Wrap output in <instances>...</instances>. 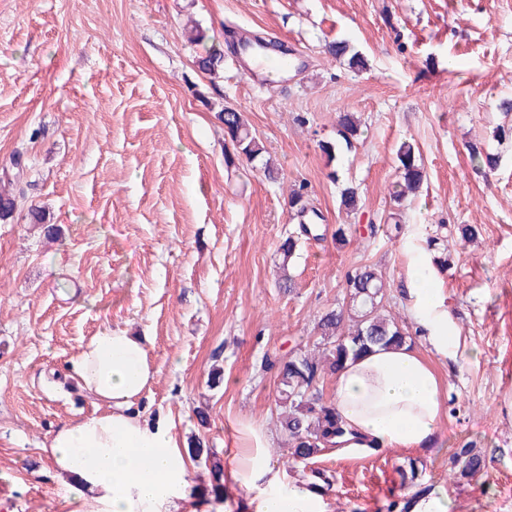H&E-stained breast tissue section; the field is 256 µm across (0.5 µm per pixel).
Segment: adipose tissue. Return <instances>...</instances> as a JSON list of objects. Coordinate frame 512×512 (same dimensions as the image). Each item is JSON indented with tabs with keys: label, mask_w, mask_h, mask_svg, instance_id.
<instances>
[{
	"label": "adipose tissue",
	"mask_w": 512,
	"mask_h": 512,
	"mask_svg": "<svg viewBox=\"0 0 512 512\" xmlns=\"http://www.w3.org/2000/svg\"><path fill=\"white\" fill-rule=\"evenodd\" d=\"M408 299L427 342L447 354L455 338L442 300L424 267L411 276ZM70 372L104 412L59 425L43 450L65 480L74 512H212L191 481L192 465L162 415L140 403L159 370L144 340L126 329H104L81 344ZM446 390L432 365L410 344L375 347L347 361L332 378V397L356 438L373 454L388 448H435ZM239 443L225 472L224 512H331L324 494L287 479L274 462L265 426H237Z\"/></svg>",
	"instance_id": "obj_1"
}]
</instances>
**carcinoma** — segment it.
<instances>
[{"label":"carcinoma","instance_id":"carcinoma-1","mask_svg":"<svg viewBox=\"0 0 512 512\" xmlns=\"http://www.w3.org/2000/svg\"><path fill=\"white\" fill-rule=\"evenodd\" d=\"M326 51L336 60L347 62L355 72L367 68L365 57L345 39L329 41ZM196 65L210 76L218 75L224 68V50L214 44L204 47ZM218 117L224 123L225 139L232 146V150L225 152L226 164L233 165L243 158L254 161L266 153L264 144L252 132L245 113L226 106ZM336 130L339 141L321 144L322 151L331 158L343 147L348 150L354 148L362 136L360 120L353 112L337 114ZM397 160L400 181L393 186L390 197L394 204L400 206L409 195L419 191L425 172L415 146L410 142L401 143ZM358 205L357 188L345 185L340 192V207L350 212L356 210ZM288 207L298 219L299 234L289 235L280 245L284 265L295 253L300 237L309 235V225L319 218L301 188L290 191ZM384 288L382 276L371 266L361 265L352 270L346 277L348 307L331 309L318 319L317 330L324 341L321 355H290L281 362L277 427L288 442V451L293 460L306 462L324 451L334 450L336 438L345 435L341 417L320 392V384L325 378L335 375L346 361L359 357L374 346H397L410 339L404 326L379 314ZM187 452L194 460L204 462L209 469L214 502H224L223 471L216 453L204 447L198 437L190 440ZM450 466L459 483L481 470L483 458L474 448H458L451 456ZM397 472L401 486L414 489V496H424L431 491L416 460H408Z\"/></svg>","mask_w":512,"mask_h":512}]
</instances>
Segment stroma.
Masks as SVG:
<instances>
[{
  "mask_svg": "<svg viewBox=\"0 0 512 512\" xmlns=\"http://www.w3.org/2000/svg\"><path fill=\"white\" fill-rule=\"evenodd\" d=\"M191 18L207 43L256 34L301 66L284 89L254 86L231 53L219 77L204 74ZM335 38L367 70L326 54ZM507 97L512 0H0V187L18 199L0 220V512H71L42 447L99 409L66 375L90 336L145 337L159 374L143 408L179 441L205 436L224 462L238 422L275 430L278 360L317 350L318 318L347 304L353 268L380 271L384 313L416 330L406 290L433 238L453 247L432 278L457 342L444 355L413 342L447 390L440 445L417 460L452 512H512V138L494 135ZM224 105L245 113L278 181L255 163L225 165ZM341 112L356 113L363 136L331 160L319 144L336 141ZM404 141L426 179L393 237L384 219ZM474 145L497 168L477 166ZM346 183L360 196L350 213ZM300 184L321 236L286 262L279 247L297 228L287 197ZM33 208L55 235L31 223ZM340 224L352 229L342 246ZM460 224L479 239L456 244ZM215 365L224 381L212 388ZM470 443L485 468L450 485L448 457ZM271 454L287 478L323 472L332 512H386L408 459L328 451L307 467Z\"/></svg>",
  "mask_w": 512,
  "mask_h": 512,
  "instance_id": "1",
  "label": "stroma"
}]
</instances>
